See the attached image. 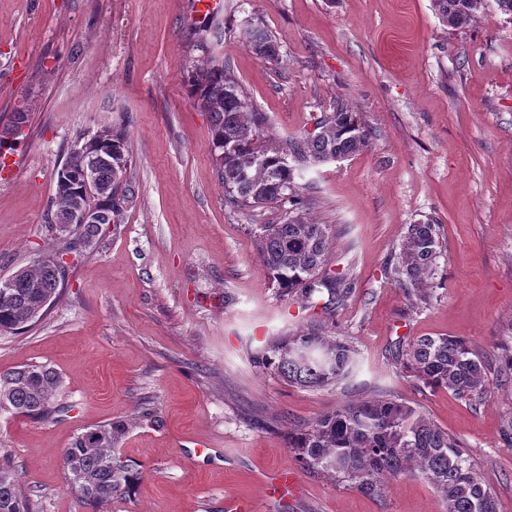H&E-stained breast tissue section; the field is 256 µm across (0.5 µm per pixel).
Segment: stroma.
I'll list each match as a JSON object with an SVG mask.
<instances>
[{"mask_svg":"<svg viewBox=\"0 0 512 512\" xmlns=\"http://www.w3.org/2000/svg\"><path fill=\"white\" fill-rule=\"evenodd\" d=\"M218 47L257 111L282 137L343 102L370 148L313 167L309 212L336 229L332 270L355 292L329 312L302 308L268 281L248 227L282 208L224 202L210 117L189 98L199 53L196 0H0V279L61 242L47 225L55 177L73 141L125 125L136 196L70 268L46 315L0 333V373L54 369L71 410L36 420L0 409V457L17 469L32 512H90L66 486L74 437L123 421L119 455L134 490L107 512H442L426 481L403 476L381 495L298 468L291 429L344 401L387 396L417 407L464 444L499 512H512V388L470 407L401 371L395 354L423 336L464 339L495 378L512 334V17L487 4L472 27L442 25L432 0H217ZM275 36L260 59L240 36ZM24 113L20 132L12 118ZM439 224L429 305L412 306L386 274L408 224ZM317 324L351 343L352 375L320 389L258 363L272 338ZM298 476L274 492L278 470ZM243 36L246 43L262 59L278 60V46L270 32L260 23L248 22Z\"/></svg>","mask_w":512,"mask_h":512,"instance_id":"1","label":"stroma"}]
</instances>
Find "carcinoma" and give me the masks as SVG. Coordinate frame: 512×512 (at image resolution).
<instances>
[{"label":"carcinoma","mask_w":512,"mask_h":512,"mask_svg":"<svg viewBox=\"0 0 512 512\" xmlns=\"http://www.w3.org/2000/svg\"><path fill=\"white\" fill-rule=\"evenodd\" d=\"M432 3L440 22L453 31L469 28L486 6V0ZM223 34L224 23L214 15L199 28L196 47L202 56L192 67L189 84L193 102L210 114L209 145L225 201L241 211L290 204L282 223L250 225L262 265L282 293L297 296L305 307L321 302L333 311L351 298L353 282L347 274L328 268L335 233L332 225L309 216L296 177L310 166L367 150L370 131L355 109L338 103L333 111L312 116L315 131L279 137L265 113L253 110L224 59L213 52V43ZM243 36L260 58L279 59L278 46L263 25L247 23ZM102 135L103 142L89 146L90 152L104 155L107 142H112V164L97 168L101 192L82 195L88 157L69 152L51 197L52 229L64 238L63 245L19 267L0 287L1 333L30 326L45 314L60 294L67 268L64 257L83 256L101 231L98 224H75L74 201L103 211L107 224L117 223L134 201L127 133L107 126ZM441 247L440 225L428 220L407 225L397 262L387 275L415 306L430 300ZM501 349L496 383L512 385V345L505 343ZM400 361L402 371L425 386L445 389L474 407L490 389L482 356L456 337L420 338ZM261 362L290 383L323 388L351 373L356 351L319 328L303 326L274 339ZM61 387L58 373L45 365L1 373L0 408L31 418L67 413L70 406L58 402ZM125 432L122 422L97 425L78 434L63 451L67 486L95 512L114 495L132 491L139 480L138 470L114 454ZM288 449L301 466L365 493H382L400 476L420 477L439 492L443 512H498L495 493L482 482L462 443L417 408L396 399L347 401L290 432ZM0 512H31L16 470L2 462Z\"/></svg>","instance_id":"1"}]
</instances>
